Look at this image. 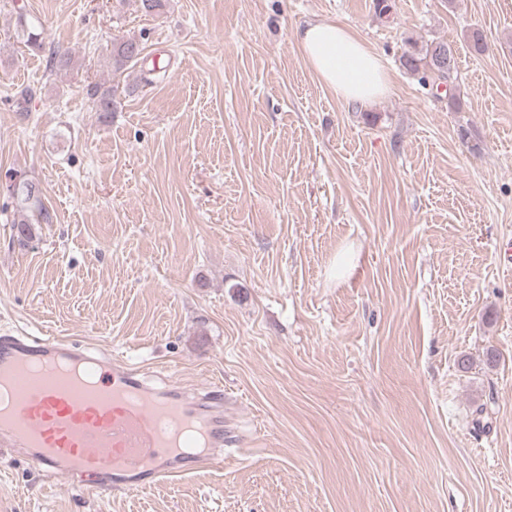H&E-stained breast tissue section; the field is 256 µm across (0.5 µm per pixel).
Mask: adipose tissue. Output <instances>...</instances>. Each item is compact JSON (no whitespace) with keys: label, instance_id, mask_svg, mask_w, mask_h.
<instances>
[{"label":"adipose tissue","instance_id":"adipose-tissue-1","mask_svg":"<svg viewBox=\"0 0 512 512\" xmlns=\"http://www.w3.org/2000/svg\"><path fill=\"white\" fill-rule=\"evenodd\" d=\"M297 39L310 69L337 98L368 105L389 92L382 58L348 28L310 21L299 29Z\"/></svg>","mask_w":512,"mask_h":512}]
</instances>
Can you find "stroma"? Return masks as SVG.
Masks as SVG:
<instances>
[{"instance_id":"obj_1","label":"stroma","mask_w":512,"mask_h":512,"mask_svg":"<svg viewBox=\"0 0 512 512\" xmlns=\"http://www.w3.org/2000/svg\"><path fill=\"white\" fill-rule=\"evenodd\" d=\"M390 2L0 0V175L56 213L20 245L0 186V336L224 386L223 467L97 498L16 457L0 512H512V0ZM313 20L381 55L385 97L319 81ZM116 38L143 48L118 72ZM411 41L456 49L452 93ZM450 53L452 55L453 68L451 72L448 69H442L437 62V59L442 53ZM455 50L448 44V42H431L417 49L414 45V50L405 52L401 59V65L410 73L418 76L420 84L427 86L430 82L437 87L444 85L448 87L450 92L454 86V80L456 79L458 66H456Z\"/></svg>"}]
</instances>
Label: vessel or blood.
Listing matches in <instances>:
<instances>
[{"label":"vessel or blood","instance_id":"vessel-or-blood-1","mask_svg":"<svg viewBox=\"0 0 512 512\" xmlns=\"http://www.w3.org/2000/svg\"><path fill=\"white\" fill-rule=\"evenodd\" d=\"M224 388L158 387L57 336L0 338V447L102 496L224 464Z\"/></svg>","mask_w":512,"mask_h":512}]
</instances>
